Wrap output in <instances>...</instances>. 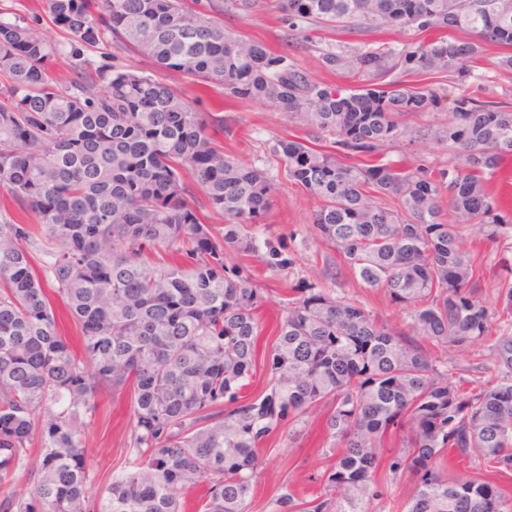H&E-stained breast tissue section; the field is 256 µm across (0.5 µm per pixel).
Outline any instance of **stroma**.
<instances>
[{"label":"stroma","mask_w":512,"mask_h":512,"mask_svg":"<svg viewBox=\"0 0 512 512\" xmlns=\"http://www.w3.org/2000/svg\"><path fill=\"white\" fill-rule=\"evenodd\" d=\"M0 12L24 16L36 32L56 45H67L65 30L48 17L45 0H0ZM224 24L249 38L263 41L277 54L294 57L299 66L319 81L339 83V76L322 69L318 55L296 48L288 40L277 14L257 11L251 14L228 13ZM95 65L121 67L145 75H153L181 93L200 111L224 119L225 134L221 144L226 155L241 164L260 169L277 185V194L261 230L281 240L292 263L286 271L266 270L259 256L248 263L268 288L266 303L259 309L263 343L276 338V325L283 302L292 288L307 284L322 289L338 299L363 308L377 321L397 330H407L410 311L391 304L386 292L366 287L344 259L320 237L313 219L321 206L320 198L289 180L285 164L273 152L276 140L301 139L305 132L289 119L286 112L252 101L227 102L220 86H198L190 76L155 67L148 59L132 51L106 57L99 52L89 54ZM465 243L481 266V297L489 308L500 305V292L512 286V226L503 227L495 238H487L478 227L465 230ZM420 346L442 366L451 368L454 376L475 379L497 374L495 359L487 346L466 350L446 349L424 340ZM325 409H317L307 418L300 437H289L287 429L267 437L259 450L262 464L253 481L250 512H274V501L281 488L295 497L312 499L322 490L321 475L333 461L324 444ZM133 426L126 396L104 392L98 397L96 415L85 430L86 466L94 486L111 483L113 475L123 467Z\"/></svg>","instance_id":"35a3bbf8"}]
</instances>
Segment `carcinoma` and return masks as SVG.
Instances as JSON below:
<instances>
[{
  "label": "carcinoma",
  "instance_id": "obj_1",
  "mask_svg": "<svg viewBox=\"0 0 512 512\" xmlns=\"http://www.w3.org/2000/svg\"><path fill=\"white\" fill-rule=\"evenodd\" d=\"M46 0L70 35L73 77L56 86L59 48L19 15L0 18V512H183V490L205 479L198 512H248L258 449L285 420L325 405L335 460L323 492L284 487L274 512H394L379 467L416 476L403 512H512L494 482L441 471L453 449L489 473L512 470V333L490 345L500 374L465 390L415 343L488 339L494 316L462 228L490 238L512 214L489 183L512 160V104L480 96L492 66L512 69V0ZM273 9L301 50L352 80H312L297 62L224 27V7ZM319 27L393 32L391 41L320 48ZM464 37H458V34ZM133 50L164 70L267 103L310 131L309 144L275 145L288 177L322 199L319 235L369 288L412 308L395 331L361 307L303 284L265 347L270 392L241 399L259 352L256 311L267 289L224 251L261 254L272 272L286 250L259 239L275 184L224 154V119L200 112L151 77L98 67L86 52ZM437 76L438 87L407 84ZM448 112L415 137L448 148L445 167L401 169L378 159L405 136L401 120ZM224 219L221 229L200 210ZM35 214L40 224H26ZM79 332L59 331L52 299ZM128 395L129 456L94 489L84 427L100 391ZM404 450L385 456L386 437Z\"/></svg>",
  "mask_w": 512,
  "mask_h": 512
}]
</instances>
